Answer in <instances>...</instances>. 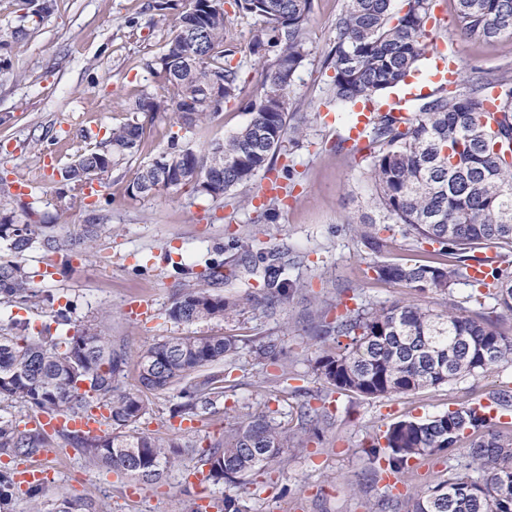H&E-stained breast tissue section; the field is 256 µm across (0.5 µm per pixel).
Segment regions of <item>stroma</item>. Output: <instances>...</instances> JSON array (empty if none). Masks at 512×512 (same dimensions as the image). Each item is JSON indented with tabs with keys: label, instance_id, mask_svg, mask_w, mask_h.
I'll return each mask as SVG.
<instances>
[{
	"label": "stroma",
	"instance_id": "stroma-1",
	"mask_svg": "<svg viewBox=\"0 0 512 512\" xmlns=\"http://www.w3.org/2000/svg\"><path fill=\"white\" fill-rule=\"evenodd\" d=\"M173 2L165 21L158 23L153 0H56L31 36L12 43L10 67L0 72V179L9 189L14 221L31 217L55 225L62 234L86 222L88 210L59 207V172L89 146L88 131L104 137L108 128L131 119L130 107L141 93H167L164 80L147 64L162 53L167 32L185 5V0ZM343 3L313 2L306 31L310 54L295 75L291 93L292 111L305 117L303 134L297 140L285 138L269 169L219 199L189 186L148 197L127 191L137 170L166 151L172 140L205 152L248 122L247 105L259 93L261 68L247 46L259 22L236 15L227 42L235 50L231 63L239 67L244 82L242 97L225 103L223 112L198 135L186 132L172 111L145 122L139 151L113 170L96 198L106 206L96 242L74 257L70 270L45 275L47 254H26L24 263L38 296L24 304L0 305V327L21 321L35 334L51 324L50 310L41 300L45 294L53 295L57 304H70L73 320H102L105 335L124 344L129 355L120 389L140 393L149 406L138 430L183 448L175 466L156 484L89 465L79 452L63 449L44 489L46 503L62 496H89L105 512H190L205 492L236 496L248 512H410L418 494L447 479V456L418 461L393 505L365 452L371 438L394 421L425 418L512 389L508 364L477 378L392 399L335 392L328 403L332 425L306 447L286 449L281 462L240 486L210 484L201 490L195 484L200 452L222 437L235 413L266 406L283 428L292 430L297 404L323 392L314 362L324 345L314 340L312 329L324 303L353 295L365 305L401 300L436 310L451 303L467 311L479 308L467 285H455L443 296L419 293L376 280L367 270L374 260L396 261L411 252L395 231L385 250L374 253L351 228L366 212L371 189L360 158L335 149L346 134L348 112L326 102L332 71L325 58ZM434 4L445 17L447 46L463 73L512 67V36L490 43L456 37L454 0ZM266 181L277 184L281 200L271 216L260 194ZM245 237L248 247H237V239ZM273 250L287 252L291 263L284 276L297 287L289 298L276 301L270 315L265 300L273 291L262 272ZM231 255L237 265L227 264ZM209 261L218 264V278L209 277ZM180 263L193 265L196 287L224 297L249 292L253 302L227 319L193 325L173 321L168 311L184 286L176 272ZM141 300L152 304V318L132 315L130 304ZM209 335L235 338L240 353L226 370L224 397L214 413L194 418L186 428L172 414L176 392L143 389L137 360L167 337ZM270 339L286 352L285 367L255 360L253 347ZM283 372L288 375L284 381L279 378Z\"/></svg>",
	"mask_w": 512,
	"mask_h": 512
}]
</instances>
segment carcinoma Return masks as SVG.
Returning a JSON list of instances; mask_svg holds the SVG:
<instances>
[{"mask_svg":"<svg viewBox=\"0 0 512 512\" xmlns=\"http://www.w3.org/2000/svg\"><path fill=\"white\" fill-rule=\"evenodd\" d=\"M433 0H403L398 11L392 0H345L336 16L326 65L333 71L328 102L355 112L357 104L373 106L366 130V178L371 184L373 214L362 216L354 232L374 252L385 247L377 217L398 228L417 250L429 245V256L368 265L379 280L419 292L448 293L465 283L485 287L479 296L492 301L489 310L474 315L448 307L437 312L397 300L379 307L344 305L343 313L322 319L315 335L336 347L318 356L314 369L326 389L352 392L367 400L390 398L434 388L466 376H479L512 363V335L497 326L502 313H512V68L460 78L454 90L438 86L408 101L407 111L385 108L386 97L424 70L428 21ZM456 31L463 37L493 42L512 35V0H455ZM238 13L261 20L252 34L249 52L262 64V93L248 104L251 118L237 133L199 153L171 143L167 163L137 170L127 190L149 196L191 184L199 193L220 198L252 180L281 148L286 134H302L290 124V93L294 76L310 54L306 26L313 0H233ZM53 9V0H24L20 24L0 34V50L39 28ZM229 16L224 0H188L171 31L162 55L148 67L163 75L173 93H144L133 111L155 116L173 111L186 131L195 133L215 119L224 103L243 93L232 50L224 48ZM496 104L495 125L482 121L488 103ZM138 118L120 124L94 147L62 169L65 189L57 198L64 207L82 202L84 189L102 180L133 156L141 144ZM8 198H0V244L13 259L0 260V303L24 302L37 296L26 253L42 250L69 265L80 245L93 241L98 224L77 226L69 237L55 234L51 224H15L5 215ZM494 251L479 258L475 252ZM492 261L490 281H473L471 263ZM268 284L287 298L295 283L278 280L284 255L267 256ZM244 299L211 294L188 283L169 309L183 324L224 319ZM52 308L56 328L48 326L35 338L27 324L0 328V401L19 400L34 413L55 414L88 409L96 397L109 410L107 430L88 437L68 432L48 435L22 428L11 415L0 413V457L32 459L57 443L84 455L89 462L123 471L147 484L163 479L180 454L179 446L134 430L147 412L140 394L121 391L118 381L127 365L124 347L112 343L98 327H79L69 305ZM231 336H172L139 356L141 385L156 392L175 389L173 414L193 418L210 411L224 394L221 365L238 355ZM273 365L286 360L283 348L269 340L255 349ZM320 405L303 403L297 429L288 433L263 411L246 413L224 437L202 453L204 479L213 484H239L249 474L280 461L290 440L304 446L319 435L332 415L327 398ZM512 424L492 414L491 406L471 402L425 419H403L388 425L366 448L382 472L405 475L411 460L448 453L469 439L466 463L448 479L416 498L413 512H512ZM15 471L0 469V512H11L19 485ZM54 512H102L91 498L57 501Z\"/></svg>","mask_w":512,"mask_h":512,"instance_id":"carcinoma-1","label":"carcinoma"}]
</instances>
